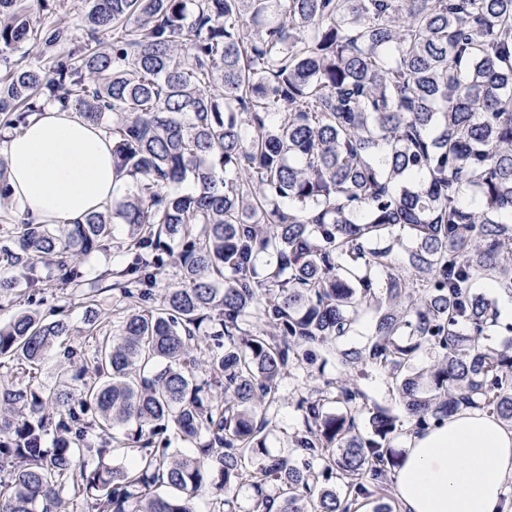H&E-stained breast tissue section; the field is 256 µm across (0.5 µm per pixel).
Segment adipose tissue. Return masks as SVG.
Masks as SVG:
<instances>
[{
    "label": "adipose tissue",
    "mask_w": 512,
    "mask_h": 512,
    "mask_svg": "<svg viewBox=\"0 0 512 512\" xmlns=\"http://www.w3.org/2000/svg\"><path fill=\"white\" fill-rule=\"evenodd\" d=\"M19 212L36 224L80 222L106 211L121 180L112 140L75 109L47 107L0 141ZM512 427L465 409L442 425L410 433L394 471L402 512H512Z\"/></svg>",
    "instance_id": "ef3b65f1"
}]
</instances>
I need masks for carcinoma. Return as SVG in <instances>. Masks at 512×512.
Returning <instances> with one entry per match:
<instances>
[{
	"mask_svg": "<svg viewBox=\"0 0 512 512\" xmlns=\"http://www.w3.org/2000/svg\"><path fill=\"white\" fill-rule=\"evenodd\" d=\"M51 5L0 0V63L47 61L0 78V127L73 107L123 185L110 212L32 224L0 159V301L67 286L94 340L88 359L67 318L31 309L0 325V512H196L205 493L236 512L244 486L251 512H401L402 421L512 426V320L476 291L512 298V0H88L80 46L42 24ZM117 224L124 259L87 281ZM107 290L129 304L117 335ZM330 355L293 452L269 455L280 381ZM369 369L403 414L370 403ZM99 308L105 313L106 325L112 330V334H118L123 316L124 304L115 302L111 293H102L97 296Z\"/></svg>",
	"mask_w": 512,
	"mask_h": 512,
	"instance_id": "1",
	"label": "carcinoma"
}]
</instances>
